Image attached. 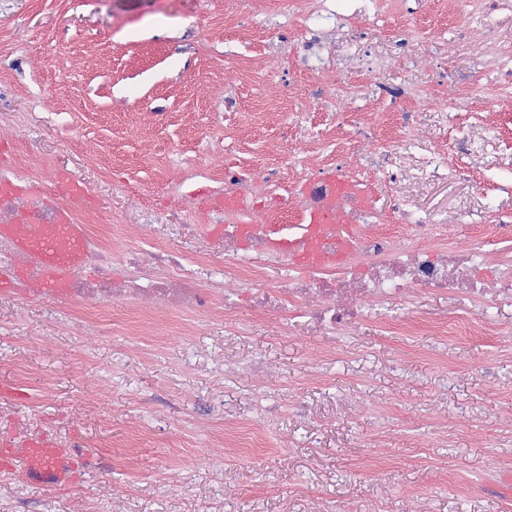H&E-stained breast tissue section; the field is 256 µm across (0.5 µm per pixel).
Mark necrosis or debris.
<instances>
[{"mask_svg": "<svg viewBox=\"0 0 512 512\" xmlns=\"http://www.w3.org/2000/svg\"><path fill=\"white\" fill-rule=\"evenodd\" d=\"M448 33L459 52L473 57L482 75L477 90L485 108H494L503 98L511 97L512 0H470L450 24ZM361 89L383 101L412 102V111L400 115L395 145H386L368 134L357 135L353 165L336 166L341 184H330L307 172L294 187L300 210H318L327 217L320 237L325 251L335 252L339 223L353 229L357 247L348 260L280 280L269 278L261 259L269 252L270 239L284 231L288 199L280 196L281 209L276 213L258 206L260 196L277 194L281 181L271 172L256 177L254 168L243 165L224 174V199L240 202L241 207L224 213V280L229 287L223 298H216L203 286L197 273L185 272L177 257L162 252L148 258L137 251L125 252L121 262L128 275L124 281H117L112 276L110 258L94 235L89 238L87 255L97 262L99 275L89 281L81 270H74L71 294L95 291L169 313H203L219 301L230 312L245 299L251 307L275 311L286 320L309 318L331 336L344 334L390 302L411 306L425 291L469 302L475 308L490 301L512 303V262L490 265L483 244L478 242L444 249L424 242L437 226L450 220L458 224L490 222L497 236L507 237L512 235L511 215L486 207L457 212L451 219L408 208L400 198L391 199L388 209L383 210L370 200L365 188L364 175L375 165L382 167L395 185L409 178H461V170L448 163L441 146L416 138L412 130L414 114L432 112L441 116L444 126L457 134L458 152L478 153L496 164L501 153L495 148V137L472 139L447 97L436 89L410 83L386 84L373 70L365 72ZM408 151L419 158L418 165L411 169L403 165V155Z\"/></svg>", "mask_w": 512, "mask_h": 512, "instance_id": "necrosis-or-debris-1", "label": "necrosis or debris"}]
</instances>
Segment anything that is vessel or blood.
<instances>
[{
  "label": "vessel or blood",
  "mask_w": 512,
  "mask_h": 512,
  "mask_svg": "<svg viewBox=\"0 0 512 512\" xmlns=\"http://www.w3.org/2000/svg\"><path fill=\"white\" fill-rule=\"evenodd\" d=\"M54 198L58 202L56 223L1 224L0 238L31 254L42 267V291L59 296L67 291L69 273L82 260L86 241L84 227L74 220L72 208L90 203L92 197L83 184L65 175L58 180ZM324 220L321 212H304L299 224L289 226L287 234L272 241V252L288 255L297 270L313 271L327 265L330 258L318 243ZM90 464L84 449L60 448L42 437L19 448H0V469H20L23 478L37 487L76 485Z\"/></svg>",
  "instance_id": "1"
}]
</instances>
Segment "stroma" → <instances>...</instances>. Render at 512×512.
<instances>
[{"label":"stroma","instance_id":"1","mask_svg":"<svg viewBox=\"0 0 512 512\" xmlns=\"http://www.w3.org/2000/svg\"><path fill=\"white\" fill-rule=\"evenodd\" d=\"M310 0H0V153L5 174L39 171L81 181L93 226L114 254L141 244L185 268L224 270L212 207L237 163L285 181L331 170L356 129L397 135L403 104L359 98L355 124L334 99L314 100L303 62L343 70L357 89L364 53L388 60L383 81L413 80L481 112L512 147V98L482 112L456 76L466 55L429 56L448 37L455 0H379L375 20L305 26ZM415 9L411 53L392 30ZM350 40L344 63L336 42ZM300 147L298 161L285 155ZM471 183L367 174L378 196L420 209L492 205L512 191L487 158L467 159ZM447 299L421 295L403 318L366 320L338 338L240 306L161 316L36 290L0 293V440L18 448L47 435L77 439L96 467L70 489H38L0 471V512H512L497 496L512 471V335L450 318Z\"/></svg>","mask_w":512,"mask_h":512}]
</instances>
